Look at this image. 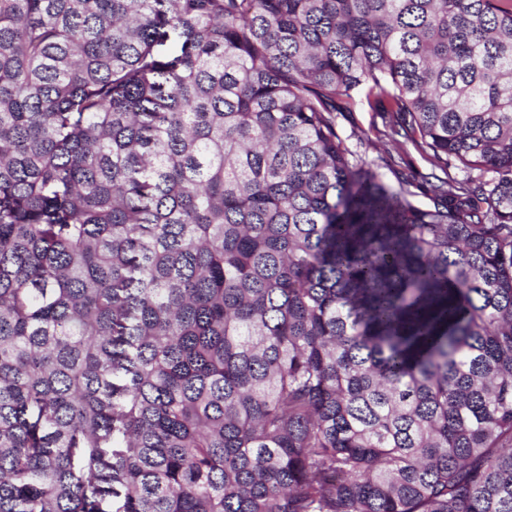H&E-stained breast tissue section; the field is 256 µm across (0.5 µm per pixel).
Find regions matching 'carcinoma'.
Masks as SVG:
<instances>
[{
  "instance_id": "obj_1",
  "label": "carcinoma",
  "mask_w": 512,
  "mask_h": 512,
  "mask_svg": "<svg viewBox=\"0 0 512 512\" xmlns=\"http://www.w3.org/2000/svg\"><path fill=\"white\" fill-rule=\"evenodd\" d=\"M0 512H512V0H0ZM336 132L343 145L362 159L388 186L398 189L401 183L415 193L414 200L423 206L431 205L426 194V181L431 173L443 174L434 168L429 156L408 145V154L390 141L388 115L368 104L365 96L355 99L347 110L332 112ZM386 117V118H385Z\"/></svg>"
}]
</instances>
